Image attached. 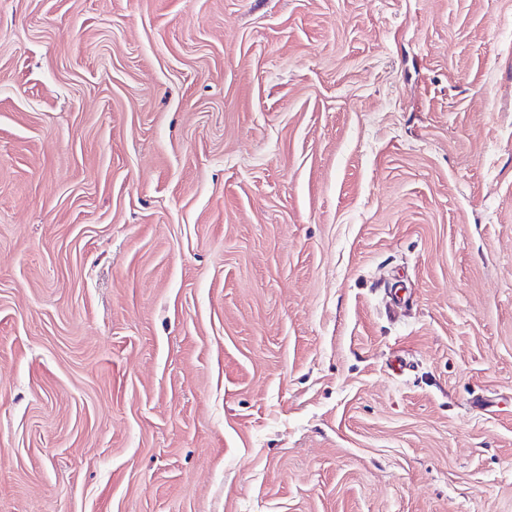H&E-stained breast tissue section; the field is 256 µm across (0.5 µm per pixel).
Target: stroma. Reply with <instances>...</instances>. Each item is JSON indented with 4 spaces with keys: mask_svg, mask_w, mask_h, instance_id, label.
<instances>
[{
    "mask_svg": "<svg viewBox=\"0 0 512 512\" xmlns=\"http://www.w3.org/2000/svg\"><path fill=\"white\" fill-rule=\"evenodd\" d=\"M0 512H512V0H0Z\"/></svg>",
    "mask_w": 512,
    "mask_h": 512,
    "instance_id": "35a3bbf8",
    "label": "stroma"
}]
</instances>
